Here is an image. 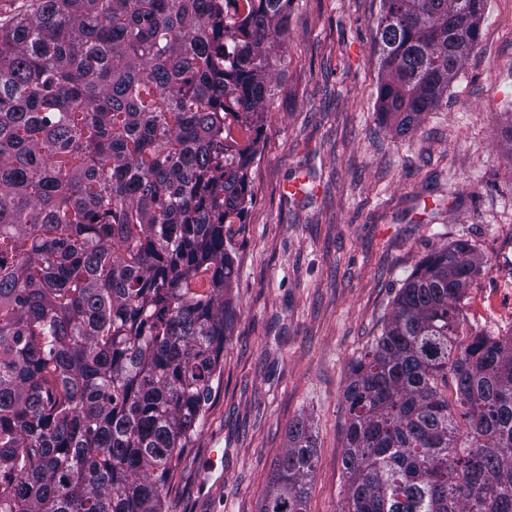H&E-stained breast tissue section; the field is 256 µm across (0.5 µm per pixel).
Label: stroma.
<instances>
[{"mask_svg":"<svg viewBox=\"0 0 512 512\" xmlns=\"http://www.w3.org/2000/svg\"><path fill=\"white\" fill-rule=\"evenodd\" d=\"M381 12V0L288 10L253 200L228 229L236 315L168 512H258L300 418L315 443L307 512H340L351 364L437 248L466 241L487 261L462 304L468 334L512 336V0H488L447 99L401 136L376 113Z\"/></svg>","mask_w":512,"mask_h":512,"instance_id":"1","label":"stroma"}]
</instances>
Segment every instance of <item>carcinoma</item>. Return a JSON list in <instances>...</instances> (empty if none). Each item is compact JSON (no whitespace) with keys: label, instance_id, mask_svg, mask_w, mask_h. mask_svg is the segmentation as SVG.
Here are the masks:
<instances>
[{"label":"carcinoma","instance_id":"cac0c4a2","mask_svg":"<svg viewBox=\"0 0 512 512\" xmlns=\"http://www.w3.org/2000/svg\"><path fill=\"white\" fill-rule=\"evenodd\" d=\"M292 2L32 0L0 24V512H166L221 374L224 225L252 202ZM486 2L383 0L395 133L447 97ZM486 264L466 241L427 256L352 364L342 512H512V339L460 341ZM314 468L299 419L259 512H307Z\"/></svg>","mask_w":512,"mask_h":512}]
</instances>
